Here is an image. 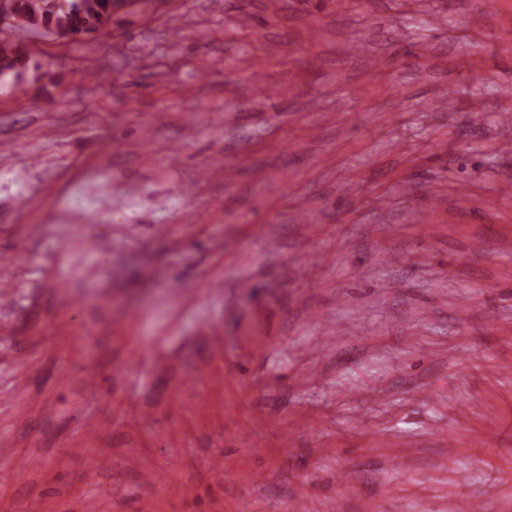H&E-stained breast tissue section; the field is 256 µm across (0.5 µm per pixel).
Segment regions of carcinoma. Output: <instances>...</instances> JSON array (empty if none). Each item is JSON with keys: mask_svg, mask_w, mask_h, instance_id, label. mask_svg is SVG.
<instances>
[{"mask_svg": "<svg viewBox=\"0 0 512 512\" xmlns=\"http://www.w3.org/2000/svg\"><path fill=\"white\" fill-rule=\"evenodd\" d=\"M0 12L12 19L0 27L9 39L7 47H0L1 78L22 63L14 36L31 30L76 37L110 20L111 0H0Z\"/></svg>", "mask_w": 512, "mask_h": 512, "instance_id": "obj_1", "label": "carcinoma"}]
</instances>
